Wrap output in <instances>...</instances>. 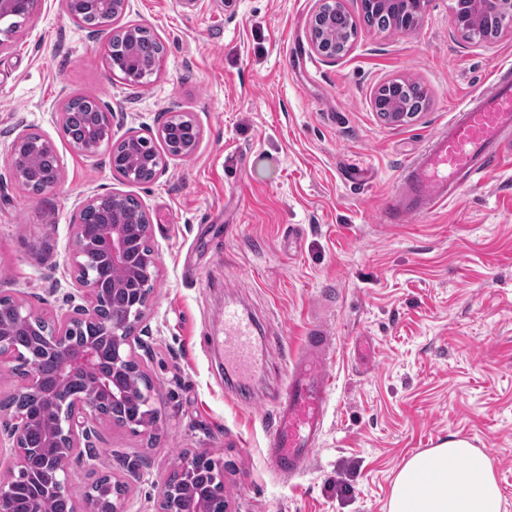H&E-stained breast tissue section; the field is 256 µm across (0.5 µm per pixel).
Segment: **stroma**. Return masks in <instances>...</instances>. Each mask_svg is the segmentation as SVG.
Returning <instances> with one entry per match:
<instances>
[{"instance_id":"35a3bbf8","label":"stroma","mask_w":512,"mask_h":512,"mask_svg":"<svg viewBox=\"0 0 512 512\" xmlns=\"http://www.w3.org/2000/svg\"><path fill=\"white\" fill-rule=\"evenodd\" d=\"M453 4L428 0L409 31H361L330 61L310 41L318 0H130L117 26L167 48L142 85L111 73L106 34L63 0H38L0 46V296L53 321L82 304L72 219L87 196L134 195L151 219L157 275L136 355L159 420L94 422L66 462L71 489L108 474L127 486L120 512H161L179 459L204 454L224 468L232 512H388L403 460L456 434L488 456L512 512V166L424 217L383 220L406 159L512 65V32L465 38ZM393 79L425 85L427 110L381 119L373 97ZM64 91L96 96L116 140L187 113L197 148L151 182L125 181L108 148L68 143ZM33 130L62 173L37 197L8 163ZM228 301L264 328L244 402L224 387ZM315 312L336 384L310 466L288 478L267 427Z\"/></svg>"}]
</instances>
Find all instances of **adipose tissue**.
Returning <instances> with one entry per match:
<instances>
[{
    "instance_id": "adipose-tissue-1",
    "label": "adipose tissue",
    "mask_w": 512,
    "mask_h": 512,
    "mask_svg": "<svg viewBox=\"0 0 512 512\" xmlns=\"http://www.w3.org/2000/svg\"><path fill=\"white\" fill-rule=\"evenodd\" d=\"M503 497L486 454L457 435L404 461L389 512H502Z\"/></svg>"
}]
</instances>
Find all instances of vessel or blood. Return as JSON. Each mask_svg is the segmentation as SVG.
Wrapping results in <instances>:
<instances>
[{
	"label": "vessel or blood",
	"mask_w": 512,
	"mask_h": 512,
	"mask_svg": "<svg viewBox=\"0 0 512 512\" xmlns=\"http://www.w3.org/2000/svg\"><path fill=\"white\" fill-rule=\"evenodd\" d=\"M512 159V66L459 104L402 169L384 220L405 224L455 199L468 183L485 178ZM256 323L231 304L224 307V361L236 380L256 364ZM331 341L313 320L291 358L287 381L272 414L267 454L275 471L292 477L310 463L328 412L333 379Z\"/></svg>",
	"instance_id": "1"
}]
</instances>
